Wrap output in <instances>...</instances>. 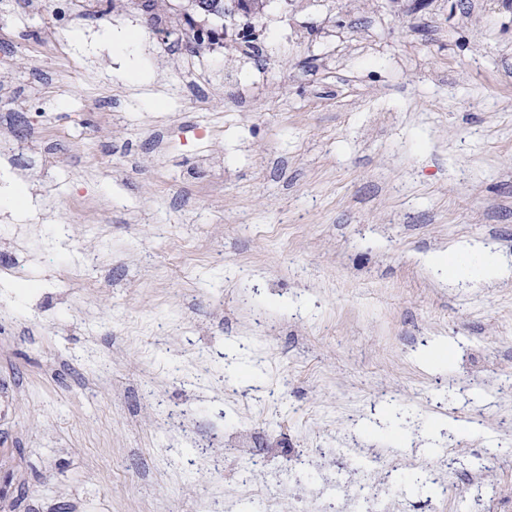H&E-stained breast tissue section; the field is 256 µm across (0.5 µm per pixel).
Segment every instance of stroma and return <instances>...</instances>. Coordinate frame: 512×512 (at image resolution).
Wrapping results in <instances>:
<instances>
[{"label":"stroma","mask_w":512,"mask_h":512,"mask_svg":"<svg viewBox=\"0 0 512 512\" xmlns=\"http://www.w3.org/2000/svg\"><path fill=\"white\" fill-rule=\"evenodd\" d=\"M0 9L31 201L0 209V512H196L219 418L327 448L309 410L372 445L395 407L388 455L463 487L495 459L482 509L512 512V277L432 263L512 266V0H269L246 51L136 0H74L49 51Z\"/></svg>","instance_id":"stroma-1"}]
</instances>
